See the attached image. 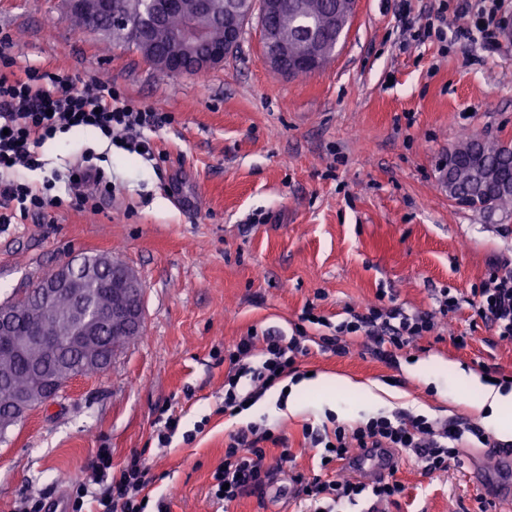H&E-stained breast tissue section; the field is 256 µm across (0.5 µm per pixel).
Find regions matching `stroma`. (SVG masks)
<instances>
[{
	"mask_svg": "<svg viewBox=\"0 0 512 512\" xmlns=\"http://www.w3.org/2000/svg\"><path fill=\"white\" fill-rule=\"evenodd\" d=\"M398 7L356 0L332 60L307 77L264 65L253 24L223 66L201 79L160 77L134 49L73 28L66 0H0V34L17 65L107 78L173 117L153 134L151 157L95 146L93 128L47 140L38 150L42 168L24 171L26 180L42 183L91 151L112 176L111 196L94 211L65 204L0 224V301L91 253L132 268L145 289L142 331L108 370L73 379L0 439V512H21L29 497L63 503L69 484L91 480L100 448L111 449L116 469L143 453L155 477L150 497L165 498L168 512H215L212 474L225 439L243 424L224 411L227 366L217 354L251 332L320 333L301 321L310 306L334 326L346 306L377 301L438 316L396 368L364 352L358 336L344 356L311 346L298 371L351 380L336 389L346 420L412 411L480 422V389L451 398L411 369L444 360L512 376V343L493 342L467 303L488 264L512 258V206L489 216L456 205L441 170L462 133L512 145V46L488 55L449 41L399 45ZM182 189L195 198L191 210L175 203ZM447 290L461 306L442 317ZM456 336L465 346L453 344ZM371 382L396 398L368 405L354 386ZM299 397L298 413L274 399L262 413L287 439L292 462L268 446L274 482L229 512H283L297 493L296 471L336 477V469L320 470L303 435L326 420L319 396ZM165 406L180 413L181 432L163 448L155 429ZM186 431L193 441H184ZM484 456L466 448L458 465L430 474L400 454L395 477L404 491L384 512H498L468 477L471 461Z\"/></svg>",
	"mask_w": 512,
	"mask_h": 512,
	"instance_id": "35a3bbf8",
	"label": "stroma"
}]
</instances>
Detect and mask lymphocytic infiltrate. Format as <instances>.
<instances>
[{
	"mask_svg": "<svg viewBox=\"0 0 512 512\" xmlns=\"http://www.w3.org/2000/svg\"><path fill=\"white\" fill-rule=\"evenodd\" d=\"M500 0H460L457 9L473 16L472 28H459L456 40L469 41L472 29L483 32V47L489 54L500 49V33L506 21L500 17ZM169 114L140 106L122 96L111 81L97 78L79 85L75 75L43 68L15 66L0 53V170L40 168L38 149L57 134L92 127L121 147L153 152L151 133L170 124ZM64 184L75 195L79 209H96V199L111 193L112 182L104 169L86 154L70 165L65 174H52L42 186L20 180L0 181V223L9 224L35 213L45 214L60 202L57 184ZM469 306L497 340L512 342V261L489 263L480 288L474 289ZM347 320L338 324L332 336L308 339L306 333L283 336L241 337L233 349L224 353L229 371L224 382V409L236 415L251 408L284 377L296 373L298 361L308 355L311 346L343 356L349 353V337L365 336L366 349L375 358L396 365L399 351L435 328V315L409 314L397 306L366 305L363 310L347 307ZM312 447L321 448V467L345 459L369 448L408 449L423 470L447 471L457 462L461 449L475 443L500 447V440L488 436L485 428L470 419H431L422 414L396 411L380 413L353 422L333 421L330 428L304 429ZM283 439L266 424L251 422L229 434L224 461L213 474L212 496L222 505L243 497L262 495L272 481V470L263 461L267 444L281 446L280 457L292 459ZM105 488L93 491L87 484L70 487L66 497L67 512H146L142 493L153 478L141 454H131ZM300 485L305 512H345L346 506L368 497L375 504L395 501L403 485L388 477L372 484L351 477L321 480L298 472L293 476Z\"/></svg>",
	"mask_w": 512,
	"mask_h": 512,
	"instance_id": "f902f5d3",
	"label": "lymphocytic infiltrate"
}]
</instances>
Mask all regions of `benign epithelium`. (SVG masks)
<instances>
[{
  "label": "benign epithelium",
  "instance_id": "benign-epithelium-1",
  "mask_svg": "<svg viewBox=\"0 0 512 512\" xmlns=\"http://www.w3.org/2000/svg\"><path fill=\"white\" fill-rule=\"evenodd\" d=\"M288 6V0H263L260 20L261 58L273 71L288 77L296 76L305 68L311 73L323 69L349 26L354 11L331 16L328 28L314 33L299 30L307 46L306 56L288 61V43L271 26V18ZM71 12L85 13L92 21L106 16L115 27L126 25L119 0H67ZM184 15V23L170 32L164 47L158 48L151 40V31L166 23L172 14ZM218 17L224 23V43L213 44L209 39L207 18ZM249 13L238 0H224L223 6L215 0H143V9L137 27L143 34L142 54L165 66L177 75L209 71L224 65V59L240 43ZM110 269L120 284L118 300L107 310L96 308L93 298L84 286V279L76 267L66 261L31 286L36 304L15 301L0 303V347L17 353L36 348L43 356H53L68 346L84 343L109 342L115 335L133 337L139 334L143 323L144 295L138 276L130 269L115 263L109 255L99 257L93 272ZM69 291L74 304L64 319L71 324L65 337L21 336L18 326L27 317H45L55 310L56 298ZM60 392L54 374L47 373L42 384L34 390L15 394L11 410L0 416V424L12 426L33 407L54 400Z\"/></svg>",
  "mask_w": 512,
  "mask_h": 512
}]
</instances>
